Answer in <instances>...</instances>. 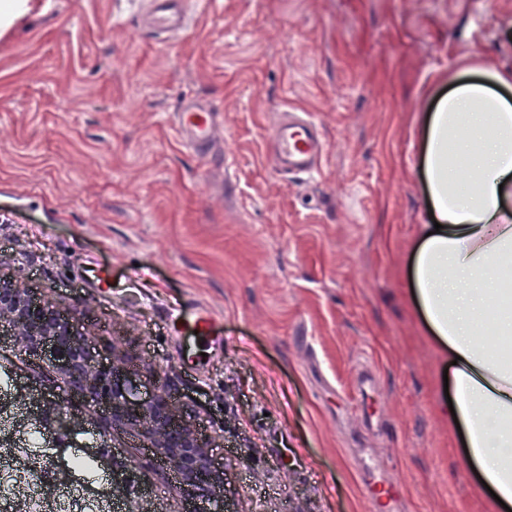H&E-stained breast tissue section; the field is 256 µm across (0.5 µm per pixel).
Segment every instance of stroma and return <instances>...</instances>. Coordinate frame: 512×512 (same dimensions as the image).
I'll return each instance as SVG.
<instances>
[{"instance_id": "obj_1", "label": "stroma", "mask_w": 512, "mask_h": 512, "mask_svg": "<svg viewBox=\"0 0 512 512\" xmlns=\"http://www.w3.org/2000/svg\"><path fill=\"white\" fill-rule=\"evenodd\" d=\"M468 70L512 71V0H192L171 37L127 0H27L0 29V274L171 393L211 437L224 512H373L365 448L399 512H505L413 298L428 119ZM181 90L223 113L208 158L175 130ZM287 106L326 144L306 179L266 160ZM191 303L224 338L194 364L169 319ZM119 444L183 507L155 449Z\"/></svg>"}]
</instances>
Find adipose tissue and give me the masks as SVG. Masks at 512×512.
Returning <instances> with one entry per match:
<instances>
[{
    "mask_svg": "<svg viewBox=\"0 0 512 512\" xmlns=\"http://www.w3.org/2000/svg\"><path fill=\"white\" fill-rule=\"evenodd\" d=\"M512 72L489 80L459 74L427 130L425 174L440 232L424 236L414 295L430 330L457 357L453 407L467 433V459L512 503V351L477 344L512 260ZM512 336V315L490 327Z\"/></svg>",
    "mask_w": 512,
    "mask_h": 512,
    "instance_id": "adipose-tissue-1",
    "label": "adipose tissue"
}]
</instances>
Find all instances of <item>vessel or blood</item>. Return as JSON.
Wrapping results in <instances>:
<instances>
[{"instance_id": "1", "label": "vessel or blood", "mask_w": 512, "mask_h": 512, "mask_svg": "<svg viewBox=\"0 0 512 512\" xmlns=\"http://www.w3.org/2000/svg\"><path fill=\"white\" fill-rule=\"evenodd\" d=\"M147 17L150 26L160 33L181 31L189 22L187 0H149ZM219 116L210 102L190 93L181 94L174 113V124L182 143L198 155H206L214 144V130ZM269 158L280 174L316 172L324 158V146L317 125L308 113L288 108L284 120L274 128L270 139ZM173 325L180 330L197 333L211 344L223 345V337L213 335L212 314L200 306L175 309ZM368 496L376 512H387L397 498V488L389 483H372Z\"/></svg>"}]
</instances>
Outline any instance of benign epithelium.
<instances>
[{"label":"benign epithelium","instance_id":"7a95c632","mask_svg":"<svg viewBox=\"0 0 512 512\" xmlns=\"http://www.w3.org/2000/svg\"><path fill=\"white\" fill-rule=\"evenodd\" d=\"M0 331L13 337L26 355L42 360L48 371L33 383L18 386L12 396L20 423L44 419L62 437L79 435L93 425L99 442L91 448L92 455L107 465L128 461L115 450L111 433L135 432L181 474L183 494L204 498L213 504L211 512H223L224 477L211 467L209 439L178 419L166 392L140 398L126 356L97 358L86 335L75 330L73 315L1 275ZM129 468V473L114 479L112 498L126 500L129 512H165L162 504L147 498L143 468L132 461ZM58 489L56 483H19L14 494L20 503L49 502Z\"/></svg>","mask_w":512,"mask_h":512}]
</instances>
